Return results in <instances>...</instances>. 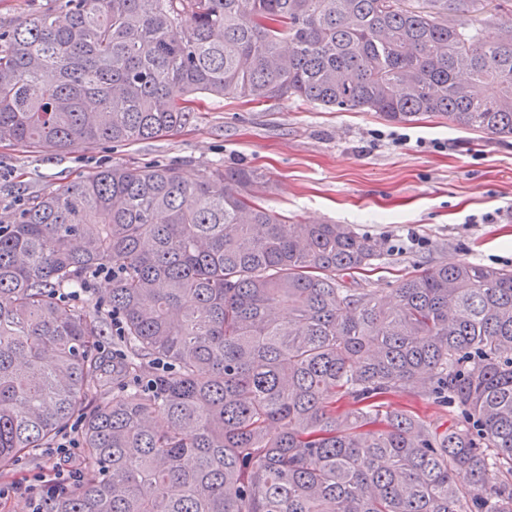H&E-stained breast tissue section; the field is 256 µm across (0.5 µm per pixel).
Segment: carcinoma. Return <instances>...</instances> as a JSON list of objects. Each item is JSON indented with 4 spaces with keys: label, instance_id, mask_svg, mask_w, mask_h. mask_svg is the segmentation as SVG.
Here are the masks:
<instances>
[{
    "label": "carcinoma",
    "instance_id": "obj_1",
    "mask_svg": "<svg viewBox=\"0 0 512 512\" xmlns=\"http://www.w3.org/2000/svg\"><path fill=\"white\" fill-rule=\"evenodd\" d=\"M200 96L510 138L512 0H63L0 32V142L153 139ZM262 187L112 166L0 230V472L78 417L84 477L48 512H512V272L435 266L387 306L345 285L377 244L290 224ZM96 268L114 365L60 299ZM392 403L395 408L417 413L432 426H440V430L454 425L457 419L452 408L439 405L427 398L400 395L394 397Z\"/></svg>",
    "mask_w": 512,
    "mask_h": 512
}]
</instances>
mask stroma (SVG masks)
Masks as SVG:
<instances>
[{
  "label": "stroma",
  "instance_id": "stroma-1",
  "mask_svg": "<svg viewBox=\"0 0 512 512\" xmlns=\"http://www.w3.org/2000/svg\"><path fill=\"white\" fill-rule=\"evenodd\" d=\"M197 107L185 128L127 145L46 152L0 142V222L32 197L109 166L174 163L190 181L220 165L258 167L269 180L265 207L295 223L346 224L377 243L378 257L348 287L387 298L407 273L436 265L512 270V138L438 117L396 126L297 98L203 97Z\"/></svg>",
  "mask_w": 512,
  "mask_h": 512
}]
</instances>
